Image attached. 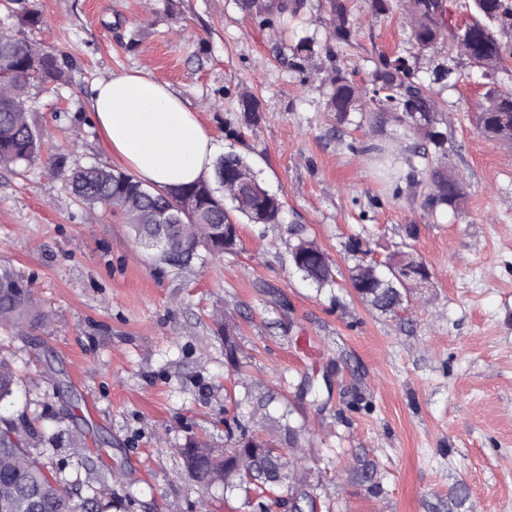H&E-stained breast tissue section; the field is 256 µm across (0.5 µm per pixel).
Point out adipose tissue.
Listing matches in <instances>:
<instances>
[{
    "mask_svg": "<svg viewBox=\"0 0 512 512\" xmlns=\"http://www.w3.org/2000/svg\"><path fill=\"white\" fill-rule=\"evenodd\" d=\"M91 106L110 150L143 184L164 191L212 177L213 139L170 85L134 70L97 82Z\"/></svg>",
    "mask_w": 512,
    "mask_h": 512,
    "instance_id": "ef3b65f1",
    "label": "adipose tissue"
}]
</instances>
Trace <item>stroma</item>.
I'll return each instance as SVG.
<instances>
[{
    "label": "stroma",
    "instance_id": "1",
    "mask_svg": "<svg viewBox=\"0 0 512 512\" xmlns=\"http://www.w3.org/2000/svg\"><path fill=\"white\" fill-rule=\"evenodd\" d=\"M43 18L32 40L70 57L69 83L37 95L34 120L74 166L123 169L94 123L90 87L131 69L180 92L220 154L244 157L283 203L278 224H246L237 253L200 254L160 269L127 225L78 202L36 163L0 167V267L28 284L44 320L0 325V358L18 371L9 416L99 446L47 449L65 472L104 484L112 512H241L222 486L202 489L179 450L205 438L224 449V378L255 377L239 418L267 426L292 409L319 512H512V142L480 134L478 67L445 91L446 167L462 182L460 212L431 211L427 161L399 119L368 113L357 127L329 104L323 55L306 73L280 48L325 44L329 0H308L285 36L239 0H24ZM359 27L338 51L356 87L370 57L409 49L404 0L376 15L346 0ZM253 111H244L243 100ZM416 225L407 238L406 225ZM336 268L305 280L298 238ZM378 256L411 243L431 272L399 315L349 286L351 238ZM371 464L373 479L356 471Z\"/></svg>",
    "mask_w": 512,
    "mask_h": 512
}]
</instances>
